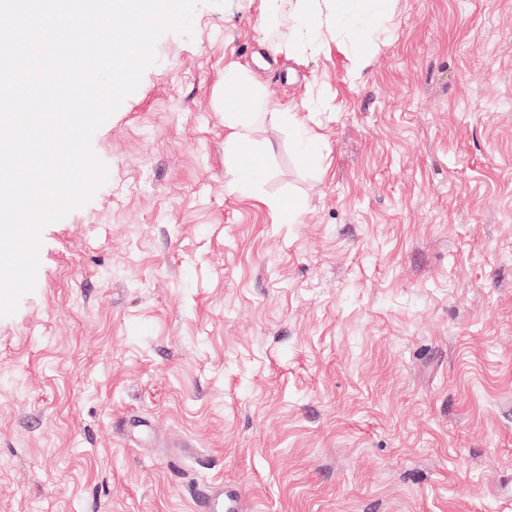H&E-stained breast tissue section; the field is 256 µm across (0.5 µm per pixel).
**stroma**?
<instances>
[{"label":"stroma","mask_w":512,"mask_h":512,"mask_svg":"<svg viewBox=\"0 0 512 512\" xmlns=\"http://www.w3.org/2000/svg\"><path fill=\"white\" fill-rule=\"evenodd\" d=\"M201 0L94 134L108 178L0 317V512H512V0H395L290 59ZM298 106L228 187L224 69ZM305 202L284 224L267 199ZM192 441L191 454L178 449ZM244 493L236 486L219 485L203 499L197 509L201 512H242Z\"/></svg>","instance_id":"stroma-1"}]
</instances>
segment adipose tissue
I'll return each instance as SVG.
<instances>
[{
	"instance_id": "adipose-tissue-1",
	"label": "adipose tissue",
	"mask_w": 512,
	"mask_h": 512,
	"mask_svg": "<svg viewBox=\"0 0 512 512\" xmlns=\"http://www.w3.org/2000/svg\"><path fill=\"white\" fill-rule=\"evenodd\" d=\"M309 0H266L265 7L282 13L288 29V53L297 56L306 49L323 44L324 29L349 33L353 38L371 37V19L391 13L394 0H327L326 13L310 9ZM225 86H245L250 90L247 103L224 105V125L229 130L227 154L235 167L230 187L240 197L251 195L253 185L264 174L262 158L252 135L259 117L271 116L287 123L295 136L297 152L309 162L317 161L322 152L320 135L304 117L292 109L268 100L262 85L245 68L231 67L224 72Z\"/></svg>"
}]
</instances>
